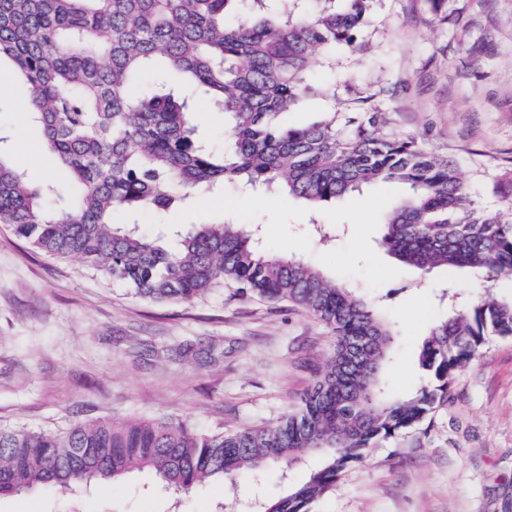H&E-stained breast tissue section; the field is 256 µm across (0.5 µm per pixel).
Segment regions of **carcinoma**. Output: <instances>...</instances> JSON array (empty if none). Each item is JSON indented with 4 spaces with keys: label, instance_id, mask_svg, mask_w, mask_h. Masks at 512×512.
I'll use <instances>...</instances> for the list:
<instances>
[{
    "label": "carcinoma",
    "instance_id": "1",
    "mask_svg": "<svg viewBox=\"0 0 512 512\" xmlns=\"http://www.w3.org/2000/svg\"><path fill=\"white\" fill-rule=\"evenodd\" d=\"M0 0V64L29 92L28 119L66 179L33 185L0 134V224L36 250L77 259L149 303H189L215 288L300 309L333 351L296 409L271 425L200 432L182 422H75L0 428V497L35 487L115 481L142 469L186 495L210 479L282 475L311 457L308 478L251 512H311L368 449L448 404L456 373L493 338H512V295L449 299L417 356L428 381L386 385L397 328L355 288L307 261L263 250L255 229L201 224L146 235L123 212L171 213L232 183L275 187L315 208L380 182L406 194L383 219L381 245L424 274L469 269L512 278V216L477 211L456 165L367 112L347 134L336 113L305 126L280 116L307 93L317 52L350 44L375 0ZM224 111L231 145L215 150L194 101Z\"/></svg>",
    "mask_w": 512,
    "mask_h": 512
}]
</instances>
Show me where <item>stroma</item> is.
Returning a JSON list of instances; mask_svg holds the SVG:
<instances>
[{"label": "stroma", "instance_id": "1", "mask_svg": "<svg viewBox=\"0 0 512 512\" xmlns=\"http://www.w3.org/2000/svg\"><path fill=\"white\" fill-rule=\"evenodd\" d=\"M357 47L318 54L319 87L283 122L326 112H380L391 129L421 138L458 168L475 207L503 214L512 176V0H375ZM27 93L0 79V124L12 161L38 184L61 178L25 117ZM375 184L311 209L277 192L225 185L209 206L140 218L146 232L173 224L260 227L268 251L295 255L376 300L398 329L389 368L394 392L420 381L415 364L430 325L459 299L484 294L470 272L424 275L380 244L384 213L403 195ZM332 348L326 328L294 308L241 300L219 288L189 304H147L76 260L33 250L0 224V426L58 430L76 421L189 420L201 431L268 424L293 410ZM241 478L206 482L175 498L148 471L125 482L0 498V512H213L217 502L278 489ZM313 512H512V340L497 339L461 368L452 399L427 433L372 448Z\"/></svg>", "mask_w": 512, "mask_h": 512}]
</instances>
